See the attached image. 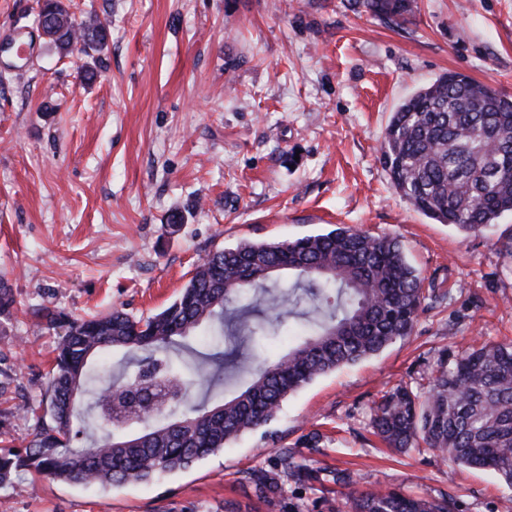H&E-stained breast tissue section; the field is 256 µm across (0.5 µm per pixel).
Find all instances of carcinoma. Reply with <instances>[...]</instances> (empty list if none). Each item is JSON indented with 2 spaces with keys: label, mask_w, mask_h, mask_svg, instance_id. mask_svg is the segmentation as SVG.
<instances>
[{
  "label": "carcinoma",
  "mask_w": 512,
  "mask_h": 512,
  "mask_svg": "<svg viewBox=\"0 0 512 512\" xmlns=\"http://www.w3.org/2000/svg\"><path fill=\"white\" fill-rule=\"evenodd\" d=\"M371 15L403 19L412 0H361ZM34 22L61 53L81 45L100 52V23H76L65 0H42ZM380 161L395 190L439 224L478 233L512 212V98L469 78L448 74L417 90L392 113ZM319 299L299 313L308 331L288 352L253 365L264 342L284 336L267 314ZM426 300L422 279L397 238L349 227L294 239L243 240L197 263L177 298L136 318L112 311L74 319L56 348L48 416L36 417L31 440L0 450V487L20 469L61 483L119 488L191 467L242 434L266 425L290 395L315 379L374 356L408 336ZM204 331L225 336L220 357L173 359L176 339ZM122 351L136 363L130 378L102 377L95 359ZM246 382L212 407L194 394ZM149 378L182 390V412L107 419L100 404ZM372 428L387 447L420 445L458 464L490 469L512 486V344L482 345L429 375L425 400L406 386L372 407ZM301 477L284 449L278 467L254 469L245 480L256 500L273 507L283 477ZM352 512H452L448 498L400 491L352 494Z\"/></svg>",
  "instance_id": "cac0c4a2"
}]
</instances>
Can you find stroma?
Wrapping results in <instances>:
<instances>
[{"mask_svg":"<svg viewBox=\"0 0 512 512\" xmlns=\"http://www.w3.org/2000/svg\"><path fill=\"white\" fill-rule=\"evenodd\" d=\"M407 21L357 0H73L76 21L109 32L93 59L62 57L33 20L39 0H0V34L23 31V68L0 53V434L23 445L44 410L63 328L119 307L169 305L199 259L238 241L348 225L396 237L430 294L413 332L378 355L306 385L278 417L190 468L123 488L19 480L0 512H268L244 471L281 448L318 480L288 481L284 512H348L355 490L448 495L455 512H512L489 470L372 434V406L403 384L426 396L444 357L512 343V213L480 234L427 218L392 186L379 149L392 112L452 72L512 96V0H416ZM94 75L85 78V67ZM179 224H171L172 215ZM323 435L305 447L311 432ZM346 471L349 483L331 476Z\"/></svg>","mask_w":512,"mask_h":512,"instance_id":"1","label":"stroma"}]
</instances>
